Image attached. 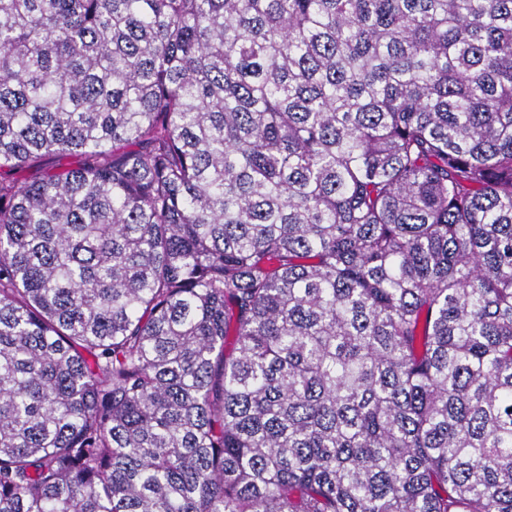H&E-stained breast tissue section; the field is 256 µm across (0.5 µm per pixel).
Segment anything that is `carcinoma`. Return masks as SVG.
Instances as JSON below:
<instances>
[{
    "label": "carcinoma",
    "instance_id": "1",
    "mask_svg": "<svg viewBox=\"0 0 512 512\" xmlns=\"http://www.w3.org/2000/svg\"><path fill=\"white\" fill-rule=\"evenodd\" d=\"M0 512H512V0H0Z\"/></svg>",
    "mask_w": 512,
    "mask_h": 512
}]
</instances>
